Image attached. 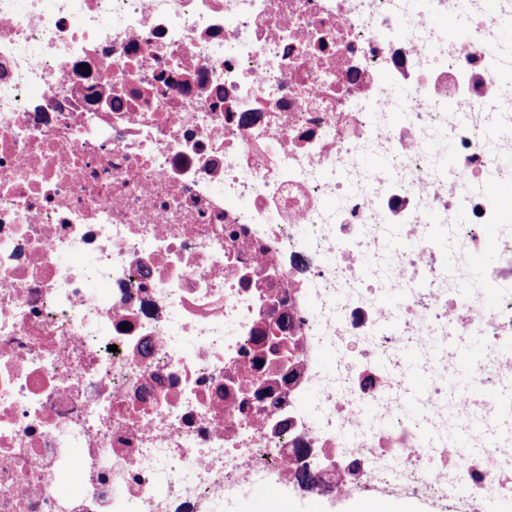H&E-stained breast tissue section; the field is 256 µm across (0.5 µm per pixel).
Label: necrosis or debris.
<instances>
[{
  "label": "necrosis or debris",
  "mask_w": 512,
  "mask_h": 512,
  "mask_svg": "<svg viewBox=\"0 0 512 512\" xmlns=\"http://www.w3.org/2000/svg\"><path fill=\"white\" fill-rule=\"evenodd\" d=\"M509 24L0 0V512L511 492Z\"/></svg>",
  "instance_id": "4bbe7bcc"
}]
</instances>
